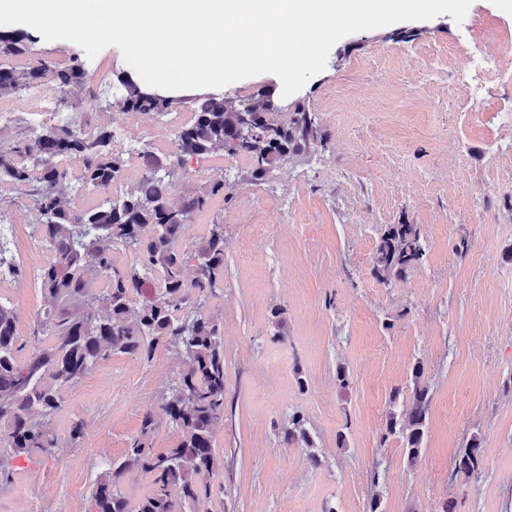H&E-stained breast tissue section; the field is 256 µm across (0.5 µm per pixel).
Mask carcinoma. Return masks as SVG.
<instances>
[{
	"instance_id": "carcinoma-1",
	"label": "carcinoma",
	"mask_w": 512,
	"mask_h": 512,
	"mask_svg": "<svg viewBox=\"0 0 512 512\" xmlns=\"http://www.w3.org/2000/svg\"><path fill=\"white\" fill-rule=\"evenodd\" d=\"M33 59L27 35L0 31V101L42 80L52 84L62 105L86 90L88 75L78 61L60 66L42 59L35 67ZM119 82L124 108L193 112L177 132L183 162L174 164L146 144L139 149V185L112 197L106 189L125 174L129 155L113 149L110 123L91 132L84 130V120L47 123L0 147V185L34 197L29 223L48 251L35 282L50 300L33 321L31 349L22 359L16 309L0 301V492L14 482L12 459L54 457L82 438L80 421L64 436L49 426L69 388L114 354L148 358L163 343L177 355L176 380L161 391L157 410L143 415L124 456L99 474L91 498L94 512H187L209 489L205 479L221 466L214 437L224 423V321L206 305L224 282V214H213L205 234L190 238L188 232L213 202L233 198V182L203 177L194 190L179 193L176 175L194 158L243 154L248 179L260 183L290 162L309 161L326 144L327 133L303 100L282 117L266 89L244 98L225 94L179 101L153 96L124 78ZM120 246L135 255L128 267L113 264L112 251ZM424 255L415 225L390 224L376 245L374 270L388 283ZM190 266L199 278L187 276ZM98 280L105 288L89 303L88 291ZM145 282L154 285L148 300L140 299ZM422 374L414 367L410 409L391 410L386 423L412 461L421 451L430 404ZM158 412L177 436L164 453L153 448ZM285 437L314 447L307 420L298 412L290 416ZM482 467L473 441L455 455L453 474L470 475ZM136 471L153 474V484L133 502L124 484Z\"/></svg>"
}]
</instances>
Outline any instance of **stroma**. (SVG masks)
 Instances as JSON below:
<instances>
[{"label":"stroma","instance_id":"1","mask_svg":"<svg viewBox=\"0 0 512 512\" xmlns=\"http://www.w3.org/2000/svg\"><path fill=\"white\" fill-rule=\"evenodd\" d=\"M466 16L473 47L512 31L499 0H473ZM418 27L409 41L394 23L331 48L297 93L328 134L310 162L253 183L240 158L228 174L224 286L212 305L224 316L229 404L215 434L223 467L210 512H369L375 498L383 512H512V80L489 82L465 108L460 24L444 14ZM16 30L31 34L39 56H77L88 71V92L63 120L115 114L119 78L136 75L117 47L89 57L73 42ZM455 150L465 166L452 165ZM390 224L416 225L426 250L383 287L373 256ZM0 297L15 305L27 347L47 298L24 276L0 280ZM417 365L430 405L412 461L386 420L411 403ZM175 370L164 344L147 360L116 354L93 367L50 422L59 433L82 422L83 438L37 464L15 458L0 512H89L97 475L124 455ZM296 410L314 448L284 438ZM473 441L481 472L453 475L457 449Z\"/></svg>","mask_w":512,"mask_h":512}]
</instances>
